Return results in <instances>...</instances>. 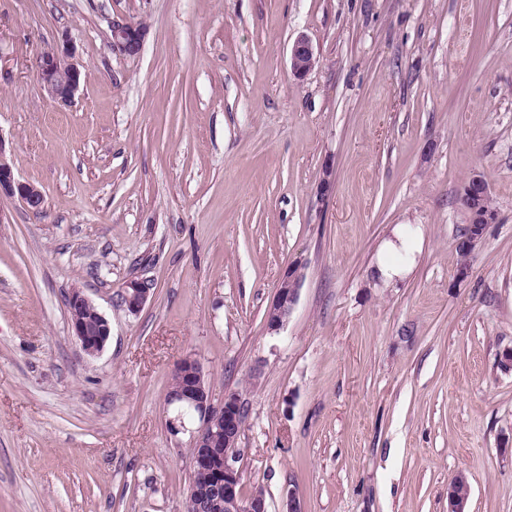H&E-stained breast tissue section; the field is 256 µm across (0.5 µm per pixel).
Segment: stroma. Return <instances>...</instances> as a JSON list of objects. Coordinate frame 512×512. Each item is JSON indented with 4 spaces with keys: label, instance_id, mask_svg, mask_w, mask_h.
<instances>
[{
    "label": "stroma",
    "instance_id": "obj_1",
    "mask_svg": "<svg viewBox=\"0 0 512 512\" xmlns=\"http://www.w3.org/2000/svg\"><path fill=\"white\" fill-rule=\"evenodd\" d=\"M114 20L147 25L138 57ZM65 30L83 84L59 107L36 66ZM0 138L45 199H0V512H186L164 403L188 355L239 393L242 492L269 512H448L461 471L471 512H512V0H0ZM478 173L497 221L462 277ZM398 224L422 252L385 287ZM75 288L112 328L95 356ZM310 40L305 35L298 36L291 48L290 67L292 74L298 78H304L318 63ZM409 224H398L382 246L381 255L374 265L373 277L385 286L393 285L411 271V258L421 249L420 230L409 233ZM408 256L406 262H398L397 255ZM303 264L295 260L287 265L277 285L276 294L267 314V325L271 331H279L288 322L298 301L303 279ZM151 288L143 280L130 279L121 286L120 296L122 303L129 313H138L146 304ZM68 318L73 336L78 340L82 350L90 356L98 355L105 348L111 336L109 321L79 288L71 291L68 297ZM97 322L90 324L84 317ZM95 314V316L93 315Z\"/></svg>",
    "mask_w": 512,
    "mask_h": 512
}]
</instances>
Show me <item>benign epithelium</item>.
<instances>
[{
  "label": "benign epithelium",
  "mask_w": 512,
  "mask_h": 512,
  "mask_svg": "<svg viewBox=\"0 0 512 512\" xmlns=\"http://www.w3.org/2000/svg\"><path fill=\"white\" fill-rule=\"evenodd\" d=\"M147 35L143 23L114 21L110 25L109 46L112 51L127 58L138 56ZM318 63L310 40L298 36L291 48L292 74L304 78ZM37 78L49 100L60 106L71 105L82 84L81 62L77 46L69 32L58 37L53 49L42 53L37 61ZM488 191L483 175L475 174L463 189V201L473 212L471 233L465 239L466 247L474 248L482 242L486 227L497 220V213L480 208L479 200ZM17 199L33 212L43 208L44 195L40 188L20 179L15 174L14 161L6 154L0 139V198ZM303 264L295 260L287 265L277 285L276 294L267 314V325L279 331L287 323L298 301L303 279ZM150 295L149 284L130 279L121 286L120 296L126 310L138 313ZM68 318L73 336L82 350L96 356L105 348L111 336L109 321L80 289L68 297ZM92 313L97 322L91 324L85 314ZM188 369L182 372L180 385L168 391L165 404L174 409V416L166 420L169 432L176 436L186 430L182 409L194 411L198 427L192 431L191 447L195 448L193 465L196 471L209 475L210 485L200 489L193 484L188 500L195 503V512H267L262 497L246 498L240 490V472L234 463L238 458V441L242 432L244 414L240 395L224 393V399L215 400L206 373L200 362L186 356ZM471 486L467 475L458 473L448 488V512H470Z\"/></svg>",
  "instance_id": "benign-epithelium-1"
}]
</instances>
